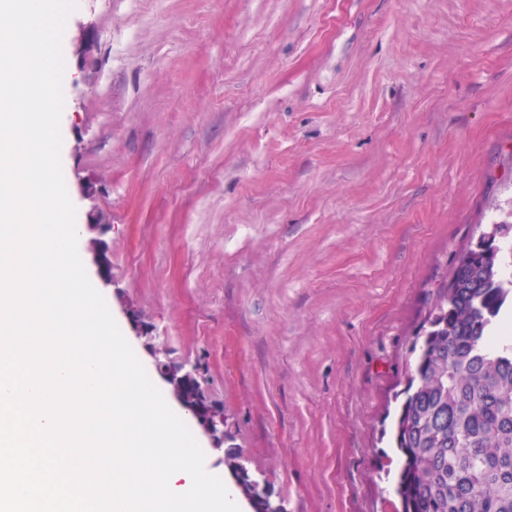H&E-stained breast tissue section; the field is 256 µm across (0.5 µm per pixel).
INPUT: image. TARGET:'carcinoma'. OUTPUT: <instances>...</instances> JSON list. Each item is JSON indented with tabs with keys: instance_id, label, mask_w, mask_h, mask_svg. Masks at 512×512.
Returning <instances> with one entry per match:
<instances>
[{
	"instance_id": "carcinoma-1",
	"label": "carcinoma",
	"mask_w": 512,
	"mask_h": 512,
	"mask_svg": "<svg viewBox=\"0 0 512 512\" xmlns=\"http://www.w3.org/2000/svg\"><path fill=\"white\" fill-rule=\"evenodd\" d=\"M509 236L469 240L415 334L392 433L401 512H512Z\"/></svg>"
}]
</instances>
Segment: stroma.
I'll list each match as a JSON object with an SVG mask.
<instances>
[{"instance_id": "1", "label": "stroma", "mask_w": 512, "mask_h": 512, "mask_svg": "<svg viewBox=\"0 0 512 512\" xmlns=\"http://www.w3.org/2000/svg\"><path fill=\"white\" fill-rule=\"evenodd\" d=\"M62 49L79 255L152 382L196 365L287 512H398L413 334L512 224V0H78Z\"/></svg>"}]
</instances>
